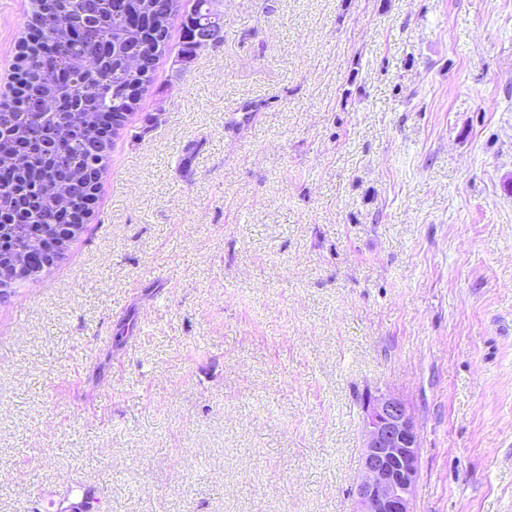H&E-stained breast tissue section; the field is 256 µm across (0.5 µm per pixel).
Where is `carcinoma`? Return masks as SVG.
<instances>
[{"instance_id": "obj_1", "label": "carcinoma", "mask_w": 512, "mask_h": 512, "mask_svg": "<svg viewBox=\"0 0 512 512\" xmlns=\"http://www.w3.org/2000/svg\"><path fill=\"white\" fill-rule=\"evenodd\" d=\"M213 0H34L27 37L0 113V288L44 269L28 240L58 244L65 255L93 212L112 137L172 52V22L181 18L177 55L197 54L190 24L211 14ZM140 57L136 69L127 59ZM79 107L72 126L63 113Z\"/></svg>"}]
</instances>
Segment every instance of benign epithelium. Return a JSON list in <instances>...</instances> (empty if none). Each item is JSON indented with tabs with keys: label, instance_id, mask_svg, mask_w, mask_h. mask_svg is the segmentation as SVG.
I'll use <instances>...</instances> for the list:
<instances>
[{
	"label": "benign epithelium",
	"instance_id": "benign-epithelium-1",
	"mask_svg": "<svg viewBox=\"0 0 512 512\" xmlns=\"http://www.w3.org/2000/svg\"><path fill=\"white\" fill-rule=\"evenodd\" d=\"M224 17L194 25L202 48L216 44ZM361 477L353 512H410L420 473L417 424L405 400L377 389L363 401Z\"/></svg>",
	"mask_w": 512,
	"mask_h": 512
}]
</instances>
